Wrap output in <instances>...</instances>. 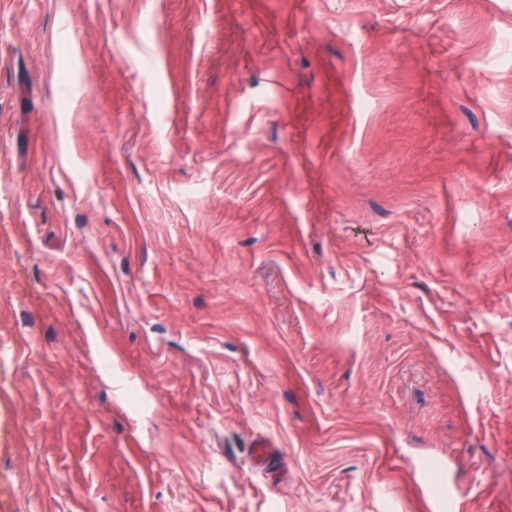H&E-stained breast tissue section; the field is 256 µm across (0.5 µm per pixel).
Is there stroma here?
Segmentation results:
<instances>
[{"label":"stroma","instance_id":"stroma-1","mask_svg":"<svg viewBox=\"0 0 512 512\" xmlns=\"http://www.w3.org/2000/svg\"><path fill=\"white\" fill-rule=\"evenodd\" d=\"M512 0H0V512H512Z\"/></svg>","mask_w":512,"mask_h":512}]
</instances>
